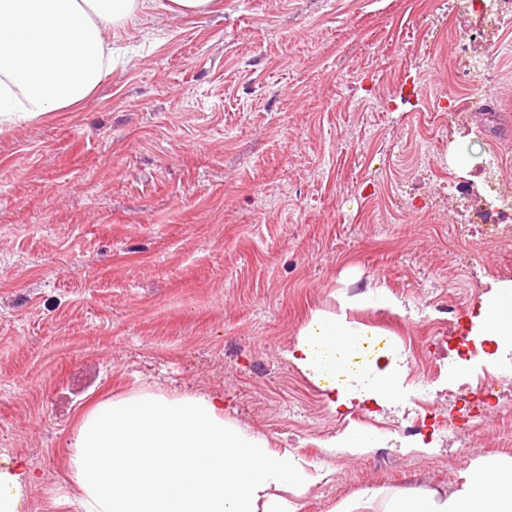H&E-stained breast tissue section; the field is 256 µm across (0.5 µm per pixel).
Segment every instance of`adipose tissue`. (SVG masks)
Wrapping results in <instances>:
<instances>
[{
	"mask_svg": "<svg viewBox=\"0 0 512 512\" xmlns=\"http://www.w3.org/2000/svg\"><path fill=\"white\" fill-rule=\"evenodd\" d=\"M148 0H0V127L64 112L86 100L112 69V32ZM400 312L377 285L313 311L285 359L318 387L332 413L394 410L410 395L407 356L396 338L375 341L360 312ZM512 362V281L482 294L464 349L447 365L457 384L480 365ZM379 430L353 425L328 451L361 456L384 447ZM74 512H300L318 478L291 451L224 415L218 394L138 391L78 411L66 455ZM34 479L20 457L0 462V512H20ZM340 512H512V457L479 458L449 491L369 489Z\"/></svg>",
	"mask_w": 512,
	"mask_h": 512,
	"instance_id": "obj_1",
	"label": "adipose tissue"
}]
</instances>
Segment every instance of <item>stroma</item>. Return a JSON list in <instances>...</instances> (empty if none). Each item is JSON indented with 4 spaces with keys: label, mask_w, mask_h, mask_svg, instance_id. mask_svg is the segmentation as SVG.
Segmentation results:
<instances>
[{
    "label": "stroma",
    "mask_w": 512,
    "mask_h": 512,
    "mask_svg": "<svg viewBox=\"0 0 512 512\" xmlns=\"http://www.w3.org/2000/svg\"><path fill=\"white\" fill-rule=\"evenodd\" d=\"M480 28L457 0H216L207 13L143 11L112 38V72L82 105L0 131V453L37 480L24 512H69L76 412L156 387L224 396V414L324 477L302 512L365 489L450 490L471 461L512 457L495 400L467 447L408 450L487 279L512 250L476 224L499 128L512 124V20L494 111L462 101L452 40ZM466 149L469 164L454 155ZM386 286L417 390L410 406L329 411L284 358L310 311ZM385 447L328 457L346 427Z\"/></svg>",
    "instance_id": "1"
}]
</instances>
